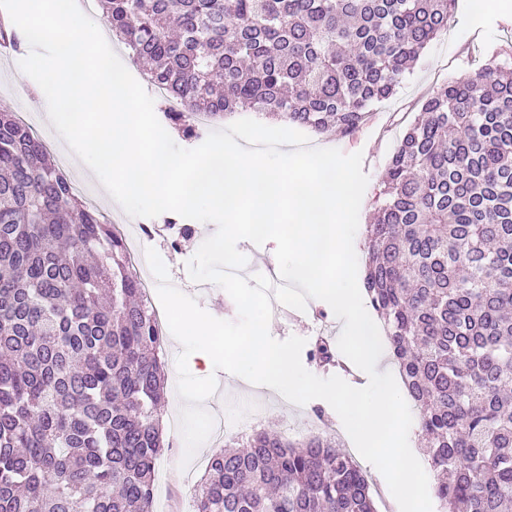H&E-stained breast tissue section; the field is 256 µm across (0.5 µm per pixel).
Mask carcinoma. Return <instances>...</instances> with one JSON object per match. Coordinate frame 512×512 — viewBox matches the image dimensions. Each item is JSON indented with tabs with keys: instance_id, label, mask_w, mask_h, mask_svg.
Returning a JSON list of instances; mask_svg holds the SVG:
<instances>
[{
	"instance_id": "obj_1",
	"label": "carcinoma",
	"mask_w": 512,
	"mask_h": 512,
	"mask_svg": "<svg viewBox=\"0 0 512 512\" xmlns=\"http://www.w3.org/2000/svg\"><path fill=\"white\" fill-rule=\"evenodd\" d=\"M181 102L350 134L455 0H99ZM364 287L409 397L442 512H512V67L440 86L392 155ZM161 330L123 239L0 111V512H153ZM310 359L337 365L333 345ZM195 512H376L330 433L259 429L217 451Z\"/></svg>"
}]
</instances>
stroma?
<instances>
[{"mask_svg": "<svg viewBox=\"0 0 512 512\" xmlns=\"http://www.w3.org/2000/svg\"><path fill=\"white\" fill-rule=\"evenodd\" d=\"M475 0H457L453 18L446 34L437 38L423 51L410 74H407L388 99L370 109V116L354 133L344 135L332 132L324 136L310 135V146L326 144L346 154L362 153V170L368 176V184L362 197L359 222L367 224L378 204L380 184L387 163L397 148L400 139L414 118L420 113L426 97L442 84L468 76L489 60L500 64L512 63V16L490 10L481 19H474ZM18 52H0V107L12 111L27 109L41 119V128L53 137L55 145H62L54 127L44 122V113L33 94L13 90L11 77L18 67ZM166 215L145 219V226L152 231L149 247L156 249L166 265L173 285L193 297L204 310L215 311L219 319L234 321L238 318L237 307L232 298L214 284L202 285L192 281L187 263L202 242L214 234L215 224L194 222V235L172 244L171 226ZM321 313L326 325L318 327L314 313ZM343 322L331 307L321 300H308L305 310L283 307L281 315L271 317L270 335L283 340L292 335L314 343L319 333L338 338ZM217 383L221 388L209 397L208 402L214 416L224 415L248 417L258 415L260 426L285 430L287 423L305 425L323 411L325 419L334 432L343 436L342 446L348 453L356 448L350 437L344 436L343 424L329 404L313 400L303 406L294 405L279 393L256 385L237 383L225 386L224 371H216ZM183 406L177 393V382L168 379L166 396L161 406L162 413L168 414L169 421L164 427L167 443L159 457L156 470L164 476L161 488L155 491L154 512H192L193 497L197 484L203 476L213 451L220 449L218 441H209L206 447L198 449L190 464H183L185 443L179 428V413Z\"/></svg>", "mask_w": 512, "mask_h": 512, "instance_id": "35a3bbf8", "label": "stroma"}]
</instances>
